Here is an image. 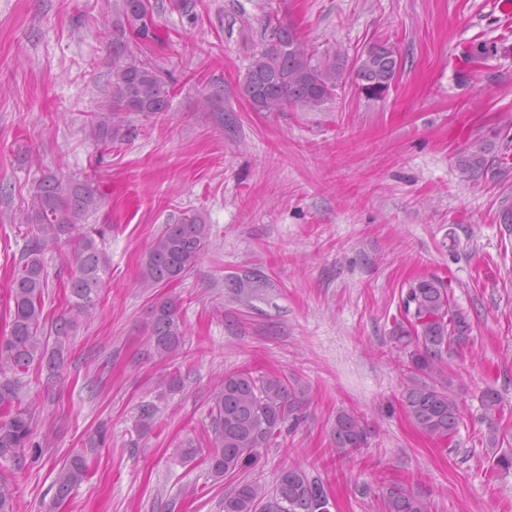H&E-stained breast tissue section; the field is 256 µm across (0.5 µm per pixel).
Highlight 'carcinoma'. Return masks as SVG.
<instances>
[{
	"label": "carcinoma",
	"mask_w": 512,
	"mask_h": 512,
	"mask_svg": "<svg viewBox=\"0 0 512 512\" xmlns=\"http://www.w3.org/2000/svg\"><path fill=\"white\" fill-rule=\"evenodd\" d=\"M112 10L120 32L129 39L112 40V80L107 100L87 122L92 139L111 145L132 135L126 114L145 117L166 112L171 106L170 86L151 64L135 58L137 45L155 37L149 0H114ZM268 36L243 77L241 90L257 112H283L290 106L320 111L332 101L349 77L361 94L381 99L396 79L400 59L392 44H374L355 59L336 47L317 54L291 25H268ZM490 148L478 145L459 156L461 172L477 177L488 164ZM102 206V197L88 180L45 177L32 196L24 223L33 231L13 272L10 299L13 308L9 336L0 338V457L19 459L35 448L26 408L20 405L22 382L18 375L30 367L46 369L57 377L64 364L65 343L81 318L101 301L110 257L106 224L88 219ZM210 239V225L194 213H183L152 239L141 263L140 287L163 288L182 280L201 260ZM72 245L61 263L69 268L70 299L66 311L51 324L44 314L49 272L45 250L61 243ZM238 294L250 297L260 284L251 274L234 280ZM148 342L161 359L182 353L186 329L178 302L158 298L149 309ZM55 346L48 344L45 326ZM469 318L452 301L450 285L439 276L417 278L399 298V317L390 332L394 347L406 358L408 376L401 403L416 426L428 437L449 443L462 421V407L445 377L443 354L469 340ZM309 388L298 379L280 374L256 376L250 370L227 372L208 401L209 446L192 440L173 449L175 457L190 461L205 456L211 477L230 480L224 492L223 512H330V497L322 480L300 465L282 469L268 488L245 473L259 465L274 447L282 429L296 426L298 412L307 403ZM485 413L501 409V398L492 387L480 396ZM336 452L349 457L367 438L361 419L339 411L332 426ZM90 466L87 452L71 455L56 472V498L66 500L85 480ZM385 512H428L425 499L400 484L382 492ZM0 512H14L9 475L0 472Z\"/></svg>",
	"instance_id": "carcinoma-1"
}]
</instances>
